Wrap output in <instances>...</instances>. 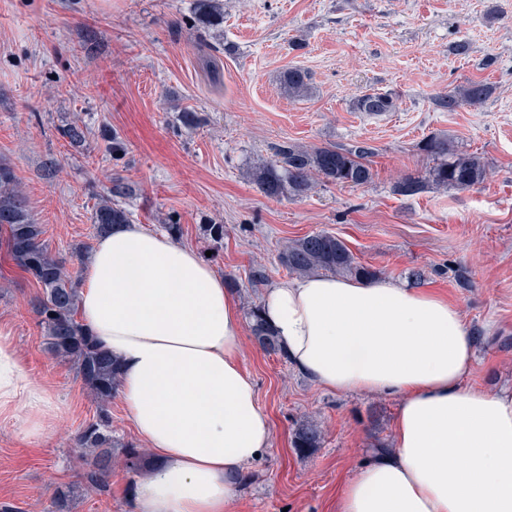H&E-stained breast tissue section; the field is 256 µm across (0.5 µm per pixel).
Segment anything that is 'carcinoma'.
<instances>
[{
	"label": "carcinoma",
	"instance_id": "cac0c4a2",
	"mask_svg": "<svg viewBox=\"0 0 512 512\" xmlns=\"http://www.w3.org/2000/svg\"><path fill=\"white\" fill-rule=\"evenodd\" d=\"M196 26L204 31H218L224 24L223 0H193ZM288 97L299 99L311 91L308 72L290 68L281 79ZM492 94V86L482 81H469L453 94L438 95L435 106L454 112L463 105L483 103ZM354 107L360 112L379 114L394 107L389 94L366 93L359 96ZM59 136L69 147L79 149L87 141L88 128L79 122L68 123L58 129ZM105 152L118 160L126 154L123 137L114 129L101 131ZM421 149L437 159L436 165L423 177H405L395 190L404 196H413L428 185L457 190L470 189L486 179L484 159L474 153L457 152L444 139L431 137ZM372 148L362 143L351 149L336 147L305 148L284 143L275 152V159L253 167L251 179L264 194L273 198H299L313 190L324 180L352 187L371 182L372 171L368 158ZM136 193V186L127 179L112 178L108 195L99 199L93 208L91 221L96 234L107 232L114 224H128L129 211L123 200ZM0 230L6 234L12 259L40 289L32 303L39 325L45 332L47 349L60 360L76 364L96 413L84 426L76 447L78 455L86 460L87 487L103 491L107 487L106 475L112 470L118 456L130 470L140 467L143 452L112 435V418L108 405L119 387L117 360L100 347L77 319L78 281L67 270L65 263L56 258L42 240L44 231L36 224L28 210L27 198L17 181L13 169L0 162ZM279 261L289 272L308 274L329 272L350 275L359 279H372L377 271L358 262L340 238L319 232L290 241L279 253ZM250 328L257 344L267 353L284 354L279 340L261 315V307L253 304L248 310ZM321 434L317 425L303 422L293 434V447L309 452L320 447Z\"/></svg>",
	"mask_w": 512,
	"mask_h": 512
}]
</instances>
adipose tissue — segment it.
<instances>
[{
  "label": "adipose tissue",
  "mask_w": 512,
  "mask_h": 512,
  "mask_svg": "<svg viewBox=\"0 0 512 512\" xmlns=\"http://www.w3.org/2000/svg\"><path fill=\"white\" fill-rule=\"evenodd\" d=\"M261 307L319 387L399 401L391 453L344 484L338 512H512V395L467 384L474 348L456 305L391 276L317 274L268 288ZM78 312L117 358L120 397L157 460L136 512H228L272 429L223 277L159 230L116 224L84 267ZM60 413L0 328V418L41 440Z\"/></svg>",
  "instance_id": "adipose-tissue-1"
}]
</instances>
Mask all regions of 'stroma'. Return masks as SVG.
<instances>
[{
	"mask_svg": "<svg viewBox=\"0 0 512 512\" xmlns=\"http://www.w3.org/2000/svg\"><path fill=\"white\" fill-rule=\"evenodd\" d=\"M193 0H0V161L9 164L53 255L81 275L96 234L91 214L109 180L137 192L131 221L161 226L177 217L184 245L207 254L240 310L255 298L251 269L266 286L288 280L278 254L291 240L329 232L379 275L413 280L462 311L476 359L471 385L512 394V0H224L221 39L192 26ZM470 46L468 55L453 51ZM300 68L312 93L292 99L280 77ZM482 80L492 95L440 112L435 96ZM395 99L370 115L366 93ZM198 112L180 125L176 106ZM81 120L82 150L57 130ZM116 129L129 150L112 160L97 144ZM448 139L487 162L486 180L467 190L395 192L433 161L420 146ZM286 142L373 149L362 187L321 183L299 199L271 198L247 171ZM224 227L214 248L205 224ZM38 288L11 259L0 233V324L27 371L62 404L52 434L29 441L0 420V503L13 512H52L57 488L70 512H133L140 471L113 469L108 489L87 488L73 448L95 407L75 367L53 358L30 308ZM242 363L272 423L271 446L238 475L228 512H337L343 484L377 447H391L396 399L318 387L287 358L245 335ZM310 420L321 446L292 445ZM394 105L393 97L389 94L382 93L363 94L359 96L354 103L356 110L371 114L389 112L393 109Z\"/></svg>",
	"mask_w": 512,
	"mask_h": 512,
	"instance_id": "stroma-1",
	"label": "stroma"
}]
</instances>
